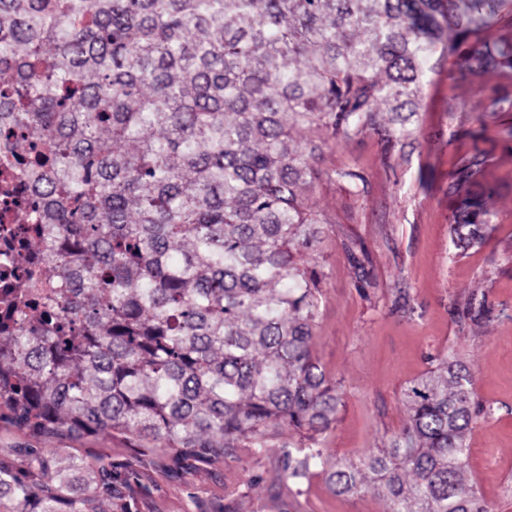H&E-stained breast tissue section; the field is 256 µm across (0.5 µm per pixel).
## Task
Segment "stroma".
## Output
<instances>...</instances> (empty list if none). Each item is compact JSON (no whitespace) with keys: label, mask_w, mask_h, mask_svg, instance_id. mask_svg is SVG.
<instances>
[{"label":"stroma","mask_w":512,"mask_h":512,"mask_svg":"<svg viewBox=\"0 0 512 512\" xmlns=\"http://www.w3.org/2000/svg\"><path fill=\"white\" fill-rule=\"evenodd\" d=\"M450 62L430 72L427 109L416 134L395 147L369 133L349 142L327 136L301 141L300 153L322 169L349 168L365 185L324 180L313 201L327 218L311 262L320 278L314 353L336 382L342 403L322 446L330 460L352 459L388 447L403 430L404 392L456 352L474 373L479 401L492 406L468 438L467 480L492 512H512V141L488 120L483 140L476 122L449 111L478 96L512 93V69L466 80L449 78ZM481 150L479 181L487 199V224L471 243L455 245L450 224L459 202L449 174L462 155ZM486 300L490 321L455 315L452 301ZM274 448L232 462L216 475L184 481L153 473V512H385L376 495L338 494L312 476L300 494L279 480Z\"/></svg>","instance_id":"1"}]
</instances>
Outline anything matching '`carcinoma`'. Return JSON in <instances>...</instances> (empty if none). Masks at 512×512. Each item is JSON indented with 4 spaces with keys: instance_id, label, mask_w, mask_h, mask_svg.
<instances>
[{
    "instance_id": "1",
    "label": "carcinoma",
    "mask_w": 512,
    "mask_h": 512,
    "mask_svg": "<svg viewBox=\"0 0 512 512\" xmlns=\"http://www.w3.org/2000/svg\"><path fill=\"white\" fill-rule=\"evenodd\" d=\"M512 68V0H0V158L33 197L48 290L0 334V512H130L171 480L279 449L285 479L322 474L386 512H490L464 483L467 439L491 414L457 357L404 393L389 447L332 462L341 396L313 355L312 202L327 178L313 134L388 147L424 110L426 65ZM399 115V126L382 113ZM512 114L480 100L472 119ZM479 153L450 174L474 183ZM487 211L453 217L472 239ZM461 314L489 320L485 300ZM119 435L134 455L53 441Z\"/></svg>"
}]
</instances>
